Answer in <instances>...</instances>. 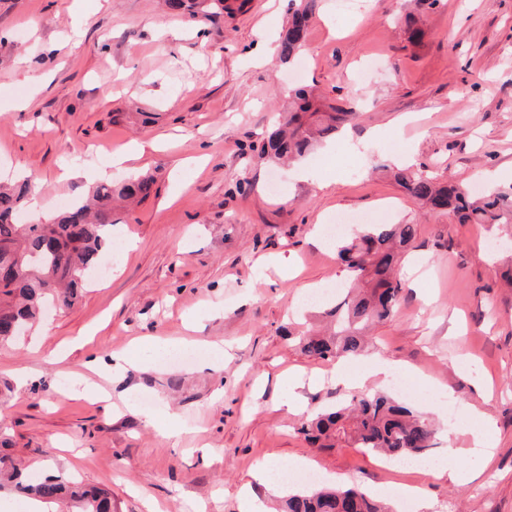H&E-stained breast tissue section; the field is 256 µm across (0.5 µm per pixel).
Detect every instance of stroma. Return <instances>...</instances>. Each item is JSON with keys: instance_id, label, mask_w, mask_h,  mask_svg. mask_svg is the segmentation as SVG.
Listing matches in <instances>:
<instances>
[{"instance_id": "1", "label": "stroma", "mask_w": 512, "mask_h": 512, "mask_svg": "<svg viewBox=\"0 0 512 512\" xmlns=\"http://www.w3.org/2000/svg\"><path fill=\"white\" fill-rule=\"evenodd\" d=\"M407 8L369 0L342 19L337 0H322L300 71L264 53L288 22L286 0H247L213 22L162 0H0V179H38L49 216L93 188L78 169L156 180L146 201L112 216L109 277L71 308L47 305L0 347V445L25 477L104 488L115 512H242L248 497L276 512L291 486L255 479L266 463L364 487L394 512H512V288L499 279L512 228L421 208L372 171L408 156L476 193L512 185V0H440L417 44ZM165 28L181 33L166 51ZM371 56L377 70L359 80ZM301 85L358 109L347 133L306 158L319 182L255 150ZM136 141L147 148L134 170L113 166ZM368 214L418 232L396 314L345 365L355 376L369 360L394 362L417 390L411 406L440 427L437 460L474 472L468 484L360 448H313L303 415L284 407L296 393L312 411L349 395L313 382L329 361L282 329L305 322L313 289L346 276L316 229ZM154 336L223 344V364L144 360ZM53 350L64 355L54 365ZM121 350L132 365L118 372L109 358ZM94 356L105 361L97 373L85 366ZM293 374L306 379L296 393ZM79 375L89 387L75 397L62 384ZM149 402L173 423L145 422ZM471 406L493 421L488 464L466 451Z\"/></svg>"}]
</instances>
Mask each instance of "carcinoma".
Listing matches in <instances>:
<instances>
[{
	"label": "carcinoma",
	"instance_id": "1",
	"mask_svg": "<svg viewBox=\"0 0 512 512\" xmlns=\"http://www.w3.org/2000/svg\"><path fill=\"white\" fill-rule=\"evenodd\" d=\"M320 0H291L288 29L278 45L281 63L297 61L304 48L307 23ZM171 11H186L215 21L234 11L230 0H165ZM437 0H416L405 15L413 41L424 35L422 13ZM357 113L328 102L306 87L289 94L282 121L257 146L260 158L288 165L338 135ZM403 191L432 210H449L463 224H512V186L475 197L467 189L429 170L380 165ZM151 177L105 182L85 200L69 204L57 216L37 224H20L26 184H0V264L18 267L0 284V346L11 343L37 320L49 296L69 307L86 286L87 271L112 245V203L148 199ZM417 235L415 224H370L361 234L341 241L337 257L346 271L342 295L323 309L328 330L296 338L309 358L325 360L358 355L370 342L369 333L391 319L402 298L398 265ZM300 433L320 449L363 448L390 458L423 455L437 445L433 420L390 396L358 392L307 418ZM14 490L48 504L63 503L72 512H113L112 496L84 488L60 475L26 481L15 459L0 453V491ZM282 512H390L389 506L364 488L314 487L292 492Z\"/></svg>",
	"mask_w": 512,
	"mask_h": 512
}]
</instances>
